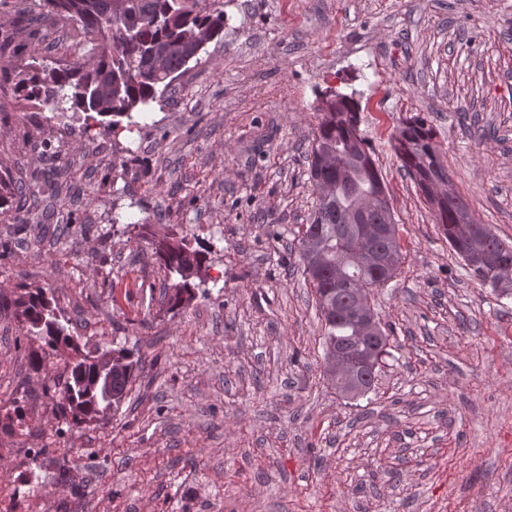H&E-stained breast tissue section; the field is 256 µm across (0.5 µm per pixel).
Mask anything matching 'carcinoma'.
<instances>
[{
    "instance_id": "cac0c4a2",
    "label": "carcinoma",
    "mask_w": 512,
    "mask_h": 512,
    "mask_svg": "<svg viewBox=\"0 0 512 512\" xmlns=\"http://www.w3.org/2000/svg\"><path fill=\"white\" fill-rule=\"evenodd\" d=\"M35 6L39 12L30 20L37 25L33 33L37 42L0 38V83L10 84L17 102L34 108L49 105L54 114L83 112L92 120L97 115L112 116L114 120L107 124L112 133L125 125H138L134 115L144 119L153 106H166L173 82L224 32L223 0H36ZM59 21L77 26L84 41L94 45L90 59L53 67L41 56L39 45L47 26ZM359 122L351 96L340 111L317 113L307 154L316 204L298 241L302 275L315 290L325 322L326 351L337 350L355 361L371 360L370 367L350 378L328 373L340 393L352 379L371 391L387 354V331H381L376 340L357 318V294H369L389 281L377 274L371 257L384 258L398 268L403 256L396 223L388 235L360 241L359 224L385 223L378 195L387 191V185L366 139L356 135ZM393 140L400 168L431 205L435 223L469 276L496 293L511 294L512 240L499 237L487 224H468L463 219V212L471 207L462 195L446 189L444 155L428 119L416 115L403 120ZM41 193L8 170L0 173V209L28 213ZM355 216L361 223L353 221ZM15 223L0 237L3 254L12 252L27 231V218L17 217ZM153 255L177 278L165 288L169 309L181 308L196 290L206 287L205 279L191 274L205 265V255L187 237L155 243ZM10 308L27 333L44 342L40 350L30 353L34 373L42 370L48 357L68 349L78 351L45 289L26 291L14 299L0 293V313ZM114 354L125 363L112 372L107 393L97 383L101 372L97 354L64 360V382L45 387V392H53L60 418L78 426L122 407L140 363L123 349Z\"/></svg>"
}]
</instances>
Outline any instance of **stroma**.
<instances>
[{
    "mask_svg": "<svg viewBox=\"0 0 512 512\" xmlns=\"http://www.w3.org/2000/svg\"><path fill=\"white\" fill-rule=\"evenodd\" d=\"M224 14L133 134L44 119L0 87V166L45 168L51 142L71 225L0 256V293L51 290L80 353L141 362L118 412L70 426L43 393L62 361L30 371L38 340L0 315V512H512V295L470 279L391 145L428 116L456 190L512 239V0H224ZM42 48L69 63L91 50L70 25ZM329 88L359 104L403 246L370 298L395 333L355 401L325 375L297 265ZM173 235L205 250L209 281L176 311L149 258Z\"/></svg>",
    "mask_w": 512,
    "mask_h": 512,
    "instance_id": "stroma-1",
    "label": "stroma"
}]
</instances>
